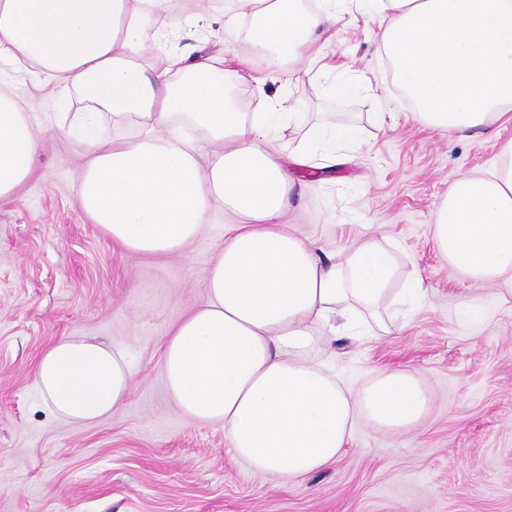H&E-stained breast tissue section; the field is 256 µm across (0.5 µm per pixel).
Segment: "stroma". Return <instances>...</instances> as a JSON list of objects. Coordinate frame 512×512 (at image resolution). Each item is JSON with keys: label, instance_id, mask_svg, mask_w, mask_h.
<instances>
[{"label": "stroma", "instance_id": "35a3bbf8", "mask_svg": "<svg viewBox=\"0 0 512 512\" xmlns=\"http://www.w3.org/2000/svg\"><path fill=\"white\" fill-rule=\"evenodd\" d=\"M237 12L235 0H161L146 31L173 53L198 46L220 57L245 43ZM378 32L377 17L348 5L319 33L330 71L302 63L272 82L258 53L234 86L243 111L262 78L282 110L357 127L358 144L335 158L289 162L287 219L339 251L366 235L388 237L404 269L420 272L427 307L392 335L337 341L328 366L353 387L385 368L420 372L433 404L398 435L358 422L334 465L279 489L235 459L223 427L183 417L166 387L164 341L206 300L223 214L182 253L124 251L76 197L86 148L60 128L65 113L84 107L82 93L59 99L38 68L0 59V93L33 121L38 142L32 175L0 199V512H512V292L469 282L432 236L449 185L491 169L512 123L448 138L415 122L376 53ZM345 67L358 91L327 96L333 69ZM474 300L487 309L478 327L457 316ZM64 336L126 353L132 388L112 417L73 423L39 394L36 363Z\"/></svg>", "mask_w": 512, "mask_h": 512}]
</instances>
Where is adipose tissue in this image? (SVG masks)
<instances>
[{
    "label": "adipose tissue",
    "instance_id": "obj_1",
    "mask_svg": "<svg viewBox=\"0 0 512 512\" xmlns=\"http://www.w3.org/2000/svg\"><path fill=\"white\" fill-rule=\"evenodd\" d=\"M343 0H238L253 23L250 47L270 73L323 59L315 32ZM382 19L377 53L412 103L415 120L438 132H480L512 122V0H356ZM158 0H0V54L41 68L60 95L79 89L86 107L65 134L87 159L77 199L90 220L127 252L173 254L223 210L232 233L205 279L207 301L178 320L163 350L169 396L188 420L219 425L235 458L277 486L336 463L357 421L383 433L416 427L432 393L418 372H377L350 390L326 362L337 340L388 336L422 307L418 271L402 272L395 246L370 236L343 254L299 236L284 220L286 159L306 164L355 138L353 126L316 125L288 155L277 132L300 124L266 98L241 111L221 64H184L163 41L146 47L142 25ZM183 69L175 84L168 75ZM114 135L101 137L104 116ZM203 131L183 138L178 125ZM31 122L0 95V198L31 175ZM441 255L475 284L512 290V139L490 175L467 174L435 214ZM126 355L89 337H65L35 367L36 385L64 419L111 417L131 388Z\"/></svg>",
    "mask_w": 512,
    "mask_h": 512
}]
</instances>
